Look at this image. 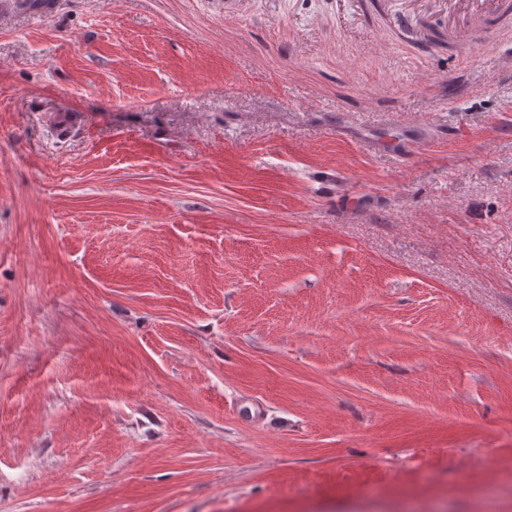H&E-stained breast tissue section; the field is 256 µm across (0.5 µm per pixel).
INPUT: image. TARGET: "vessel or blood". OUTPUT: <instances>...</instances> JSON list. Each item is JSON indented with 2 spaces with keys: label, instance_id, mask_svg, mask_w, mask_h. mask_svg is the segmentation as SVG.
<instances>
[{
  "label": "vessel or blood",
  "instance_id": "b4317fda",
  "mask_svg": "<svg viewBox=\"0 0 512 512\" xmlns=\"http://www.w3.org/2000/svg\"><path fill=\"white\" fill-rule=\"evenodd\" d=\"M512 17V0H448V40L460 51L496 42Z\"/></svg>",
  "mask_w": 512,
  "mask_h": 512
}]
</instances>
